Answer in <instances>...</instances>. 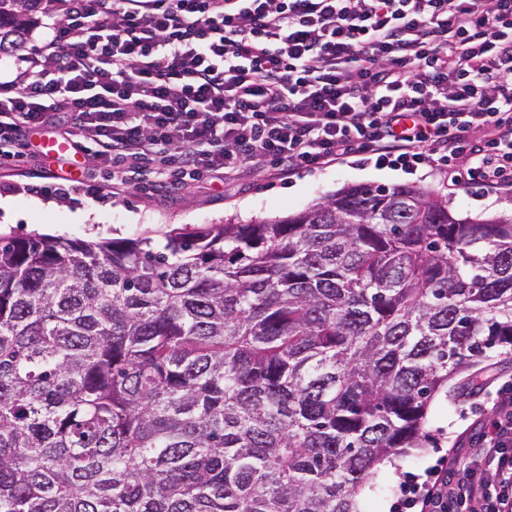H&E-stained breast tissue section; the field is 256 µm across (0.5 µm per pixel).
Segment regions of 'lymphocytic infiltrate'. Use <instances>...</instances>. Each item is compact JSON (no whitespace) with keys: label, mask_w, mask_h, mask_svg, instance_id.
Wrapping results in <instances>:
<instances>
[{"label":"lymphocytic infiltrate","mask_w":512,"mask_h":512,"mask_svg":"<svg viewBox=\"0 0 512 512\" xmlns=\"http://www.w3.org/2000/svg\"><path fill=\"white\" fill-rule=\"evenodd\" d=\"M0 79V142L39 130L113 187L363 155L512 188V0H55ZM426 512H512V390Z\"/></svg>","instance_id":"lymphocytic-infiltrate-1"}]
</instances>
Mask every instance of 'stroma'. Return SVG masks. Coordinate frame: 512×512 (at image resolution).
<instances>
[{
  "label": "stroma",
  "instance_id": "1",
  "mask_svg": "<svg viewBox=\"0 0 512 512\" xmlns=\"http://www.w3.org/2000/svg\"><path fill=\"white\" fill-rule=\"evenodd\" d=\"M55 167L54 157L37 145L22 161L0 165V199L13 201L25 214L16 222L0 219V232L15 237L40 233L85 241L148 237L158 242L169 230L184 224L281 219L354 184L414 185L447 197L463 217L512 213V191L489 196L476 189L464 191L424 166L408 171L355 157L323 170L283 175L268 167L225 179H203L176 191L159 186L143 190L132 185L117 190L107 182L94 194L84 187L52 192L50 172ZM33 197L54 202V209L48 213L28 211L27 203ZM474 372L484 395L463 385L450 397H437L427 426L429 446L396 458L392 467H378L371 488L359 497L361 512H420L419 506L406 503L402 489L408 487L414 495H421L436 469L466 457L473 442L496 417L487 393L512 385V359L490 354L478 359Z\"/></svg>",
  "mask_w": 512,
  "mask_h": 512
}]
</instances>
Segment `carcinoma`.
Returning <instances> with one entry per match:
<instances>
[{
	"label": "carcinoma",
	"instance_id": "1",
	"mask_svg": "<svg viewBox=\"0 0 512 512\" xmlns=\"http://www.w3.org/2000/svg\"><path fill=\"white\" fill-rule=\"evenodd\" d=\"M43 0H0V56ZM512 353V215L409 184L282 220L0 234V512H361Z\"/></svg>",
	"mask_w": 512,
	"mask_h": 512
}]
</instances>
